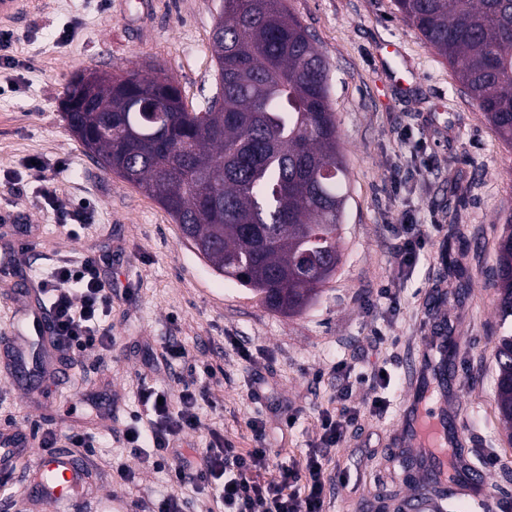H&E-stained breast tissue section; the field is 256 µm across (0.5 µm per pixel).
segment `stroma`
<instances>
[{
    "label": "stroma",
    "instance_id": "obj_1",
    "mask_svg": "<svg viewBox=\"0 0 512 512\" xmlns=\"http://www.w3.org/2000/svg\"><path fill=\"white\" fill-rule=\"evenodd\" d=\"M223 0H30L20 15L0 19L14 36L11 62L0 61V336L23 298L38 300L55 265L96 252L113 287L112 335L106 353L46 358L63 368L34 389L0 371V428L47 423L77 414L82 398L111 390L118 409L104 432L105 454L93 458L114 512L137 500L151 504L174 492L148 456L119 440L139 408L140 388L172 394L192 383L191 364H209V401L191 432L204 448L214 434L234 447H254L251 420H262L269 474L303 464L321 446L320 418L343 406L360 410L341 443L322 448L327 512H407L413 487L439 479L400 436L399 412L412 389L411 360L420 335L446 352L448 436L470 469L483 473L489 495L478 504L472 480L457 483L446 512H512V444L494 393L495 350L505 327L491 272L504 216L512 208V149L461 90L456 70L403 22L394 0H288L330 64V99L339 146L349 169L341 264L318 299L302 312L268 310L258 296L218 275L177 224L136 187L106 172L69 131L60 108L65 88L89 68L123 74L155 64L179 84L188 108L216 90L210 52ZM39 157L62 161L68 205L92 223L78 236L39 203L46 173ZM461 233H453L451 220ZM413 224L424 253L400 268L391 225ZM388 286L396 305L381 299ZM179 345L188 362L164 364ZM360 381L336 378L337 361ZM385 370L388 381L372 373ZM384 409L371 405L375 396ZM135 472L123 483L118 463Z\"/></svg>",
    "mask_w": 512,
    "mask_h": 512
}]
</instances>
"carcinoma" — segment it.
I'll list each match as a JSON object with an SVG mask.
<instances>
[{"instance_id":"carcinoma-1","label":"carcinoma","mask_w":512,"mask_h":512,"mask_svg":"<svg viewBox=\"0 0 512 512\" xmlns=\"http://www.w3.org/2000/svg\"><path fill=\"white\" fill-rule=\"evenodd\" d=\"M456 66L464 94L512 148V0H394ZM210 44L222 69L198 111L169 76L132 71L87 101L72 79L63 118L100 165L155 199L215 272L291 315L341 262L348 200L330 68L286 0H224ZM494 286L512 317V212ZM497 409L512 429V331L498 338Z\"/></svg>"}]
</instances>
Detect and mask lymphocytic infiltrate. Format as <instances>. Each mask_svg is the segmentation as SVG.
<instances>
[{"mask_svg": "<svg viewBox=\"0 0 512 512\" xmlns=\"http://www.w3.org/2000/svg\"><path fill=\"white\" fill-rule=\"evenodd\" d=\"M100 256L85 255L75 264L55 268L43 282L42 292L52 313L55 350L94 352L112 347V288L101 277ZM193 384L178 394H159L141 389V413L127 428L124 445L130 455H139L150 443L157 468L167 469L170 481L202 498L222 505L224 512H325L328 478L320 454H310L302 470L280 467L276 477L263 480L268 466L266 433L260 421H252L255 448L241 452L214 435L209 447H187L185 436L198 428L196 408L209 397L206 385L210 365L196 366Z\"/></svg>", "mask_w": 512, "mask_h": 512, "instance_id": "1", "label": "lymphocytic infiltrate"}]
</instances>
